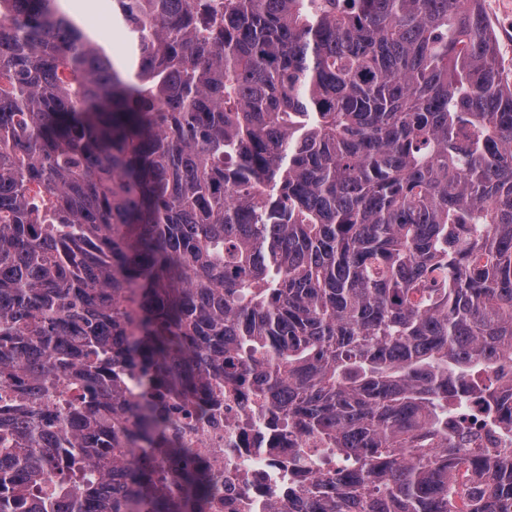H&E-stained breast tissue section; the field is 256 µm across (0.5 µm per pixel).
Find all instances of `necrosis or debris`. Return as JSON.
Returning a JSON list of instances; mask_svg holds the SVG:
<instances>
[{
	"instance_id": "1",
	"label": "necrosis or debris",
	"mask_w": 512,
	"mask_h": 512,
	"mask_svg": "<svg viewBox=\"0 0 512 512\" xmlns=\"http://www.w3.org/2000/svg\"><path fill=\"white\" fill-rule=\"evenodd\" d=\"M151 403L167 425L166 438L183 448V456L155 448H128L126 462L144 481H166L176 491L184 462L207 469L218 494L201 512H300L297 502L305 477L297 473L292 451L305 449L312 471L322 470L320 441L287 426H273L259 410L250 385H225L224 398L213 403L206 390L181 397L154 390Z\"/></svg>"
}]
</instances>
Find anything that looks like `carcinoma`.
I'll return each instance as SVG.
<instances>
[{
	"label": "carcinoma",
	"mask_w": 512,
	"mask_h": 512,
	"mask_svg": "<svg viewBox=\"0 0 512 512\" xmlns=\"http://www.w3.org/2000/svg\"><path fill=\"white\" fill-rule=\"evenodd\" d=\"M59 2L0 0V512H116L98 462L164 433L129 356L318 436L303 512H449L463 469L464 512H512V460L451 427L477 399L512 433V83L478 0H112L129 67Z\"/></svg>",
	"instance_id": "1"
}]
</instances>
